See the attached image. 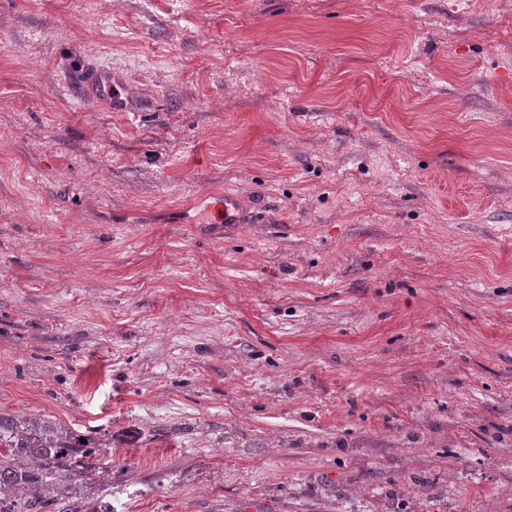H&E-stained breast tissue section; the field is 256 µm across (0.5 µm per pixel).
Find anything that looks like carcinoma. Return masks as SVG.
I'll return each mask as SVG.
<instances>
[{
	"mask_svg": "<svg viewBox=\"0 0 512 512\" xmlns=\"http://www.w3.org/2000/svg\"><path fill=\"white\" fill-rule=\"evenodd\" d=\"M97 452L55 421L0 412V512H93L81 502Z\"/></svg>",
	"mask_w": 512,
	"mask_h": 512,
	"instance_id": "1",
	"label": "carcinoma"
}]
</instances>
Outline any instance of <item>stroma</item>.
Listing matches in <instances>:
<instances>
[{
  "label": "stroma",
  "mask_w": 512,
  "mask_h": 512,
  "mask_svg": "<svg viewBox=\"0 0 512 512\" xmlns=\"http://www.w3.org/2000/svg\"><path fill=\"white\" fill-rule=\"evenodd\" d=\"M0 412L98 512H512V0H0ZM224 204V224H247L248 206L244 198L234 192H225L220 200Z\"/></svg>",
  "instance_id": "35a3bbf8"
}]
</instances>
